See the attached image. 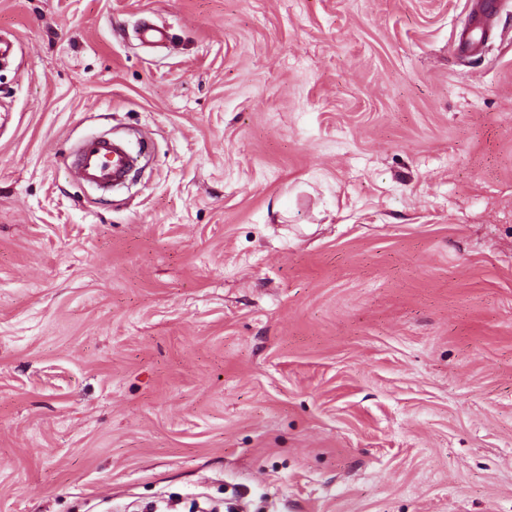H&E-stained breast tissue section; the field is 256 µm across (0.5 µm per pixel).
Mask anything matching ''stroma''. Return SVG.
Returning a JSON list of instances; mask_svg holds the SVG:
<instances>
[{"label":"stroma","instance_id":"35a3bbf8","mask_svg":"<svg viewBox=\"0 0 512 512\" xmlns=\"http://www.w3.org/2000/svg\"><path fill=\"white\" fill-rule=\"evenodd\" d=\"M468 23L0 0V512H512V7ZM474 4L472 27L463 29L457 35V48L470 53H477L482 47L486 29H492L496 19L498 2L496 0H470ZM131 154L106 135L87 137L78 148L73 162L74 177L103 192H112L129 171Z\"/></svg>","mask_w":512,"mask_h":512}]
</instances>
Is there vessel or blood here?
<instances>
[{
  "instance_id": "obj_1",
  "label": "vessel or blood",
  "mask_w": 512,
  "mask_h": 512,
  "mask_svg": "<svg viewBox=\"0 0 512 512\" xmlns=\"http://www.w3.org/2000/svg\"><path fill=\"white\" fill-rule=\"evenodd\" d=\"M473 4V21L470 28L457 35L458 49L475 53L483 45L486 29L491 28L498 11L497 0H470ZM133 162L131 154L111 138L99 134L87 137L78 148L73 162L74 177L98 190L108 192L129 171Z\"/></svg>"
}]
</instances>
